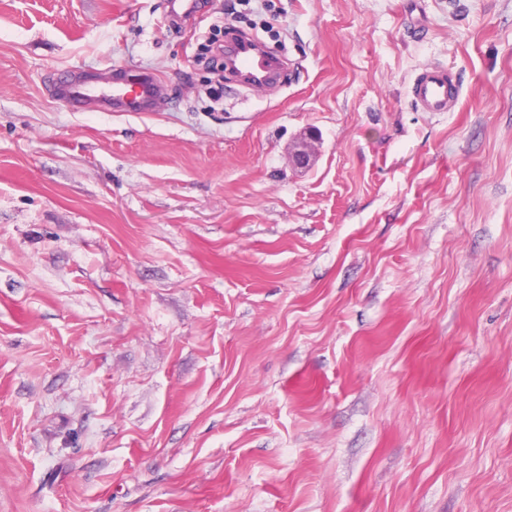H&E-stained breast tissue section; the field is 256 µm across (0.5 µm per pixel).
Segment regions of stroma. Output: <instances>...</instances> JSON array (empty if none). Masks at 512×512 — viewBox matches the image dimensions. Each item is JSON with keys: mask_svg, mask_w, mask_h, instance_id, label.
<instances>
[{"mask_svg": "<svg viewBox=\"0 0 512 512\" xmlns=\"http://www.w3.org/2000/svg\"><path fill=\"white\" fill-rule=\"evenodd\" d=\"M202 3L0 0V512H512V0ZM235 35L227 37L225 45L218 44L215 38L203 45L206 53H212L208 59L212 67L226 71L252 89H263L279 83L284 77V61L269 51L262 44L243 38L239 40ZM461 92L459 81L443 65H427L412 86V102L421 112H451ZM48 90L57 101L89 112H158L167 93L155 72L118 68L105 85L90 83L75 69L58 70L50 77ZM316 139L313 132L307 133L304 137L291 145L289 148V159L291 164L300 169H309L315 163V152L312 145Z\"/></svg>", "mask_w": 512, "mask_h": 512, "instance_id": "obj_1", "label": "stroma"}]
</instances>
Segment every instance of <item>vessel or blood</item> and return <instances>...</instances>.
I'll return each mask as SVG.
<instances>
[{"label":"vessel or blood","instance_id":"vessel-or-blood-1","mask_svg":"<svg viewBox=\"0 0 512 512\" xmlns=\"http://www.w3.org/2000/svg\"><path fill=\"white\" fill-rule=\"evenodd\" d=\"M227 72L253 89L279 83L285 73L283 60L262 44L248 39L227 38L224 45ZM48 90L63 104L89 112H156L167 89L156 73L113 69L105 84L90 83L76 70H59L52 74ZM461 92L459 81L442 65L425 66L412 86V101L423 112H450Z\"/></svg>","mask_w":512,"mask_h":512}]
</instances>
